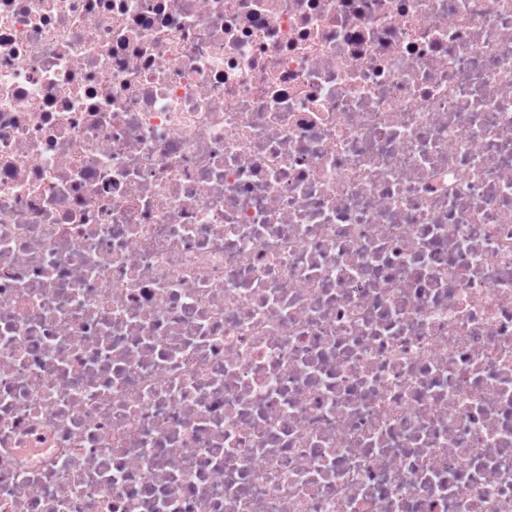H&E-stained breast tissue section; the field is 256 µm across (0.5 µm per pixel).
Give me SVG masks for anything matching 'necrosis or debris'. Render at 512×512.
I'll list each match as a JSON object with an SVG mask.
<instances>
[{"label": "necrosis or debris", "instance_id": "necrosis-or-debris-1", "mask_svg": "<svg viewBox=\"0 0 512 512\" xmlns=\"http://www.w3.org/2000/svg\"><path fill=\"white\" fill-rule=\"evenodd\" d=\"M0 512H512V0H0Z\"/></svg>", "mask_w": 512, "mask_h": 512}]
</instances>
